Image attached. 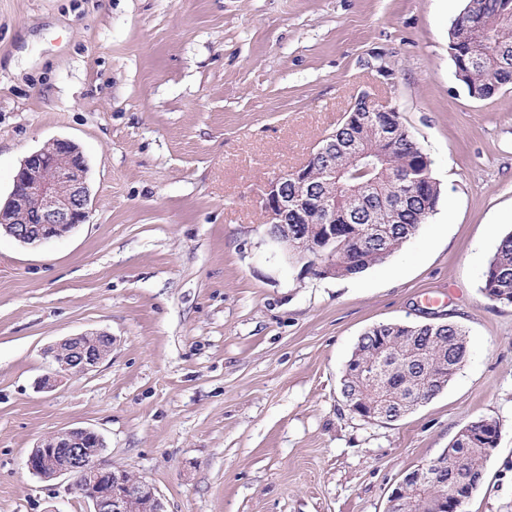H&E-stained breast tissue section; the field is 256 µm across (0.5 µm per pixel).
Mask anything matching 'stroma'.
I'll list each match as a JSON object with an SVG mask.
<instances>
[{"label": "stroma", "instance_id": "obj_1", "mask_svg": "<svg viewBox=\"0 0 512 512\" xmlns=\"http://www.w3.org/2000/svg\"><path fill=\"white\" fill-rule=\"evenodd\" d=\"M465 0H0V202L22 160L79 145L90 215L38 246L0 233V512H87L25 460L86 427L167 512H386L460 429L498 445L461 512H512V305L483 271L512 231V85L468 95L448 53ZM386 65L391 76L380 75ZM396 107L440 204L385 262L320 278L267 242L259 195L357 94ZM461 326L468 355L402 419L341 394L359 337ZM104 331L92 371L37 390L45 349ZM388 387L378 391L380 397L375 400L355 399L347 394H344L347 399L346 405L351 412L358 415L360 418L367 421H386L388 416L384 406L383 399H385V391Z\"/></svg>", "mask_w": 512, "mask_h": 512}]
</instances>
